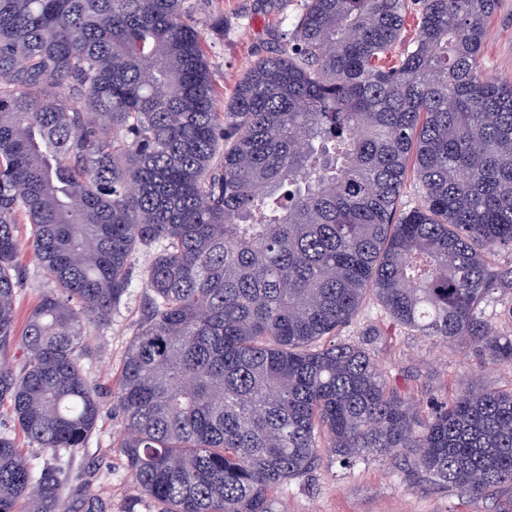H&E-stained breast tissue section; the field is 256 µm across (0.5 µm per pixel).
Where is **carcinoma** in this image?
Returning a JSON list of instances; mask_svg holds the SVG:
<instances>
[{
  "mask_svg": "<svg viewBox=\"0 0 512 512\" xmlns=\"http://www.w3.org/2000/svg\"><path fill=\"white\" fill-rule=\"evenodd\" d=\"M499 0H304L288 41L216 109L186 0H0V345L18 225L54 287L0 402L56 458L100 401L83 341L157 248L118 392L119 448L156 512H283L327 448L409 485L512 491V386L415 400L371 345L336 340L368 297L389 326L512 365L485 303L512 295V80L482 66ZM420 203L402 208L408 178ZM0 435V512H112Z\"/></svg>",
  "mask_w": 512,
  "mask_h": 512,
  "instance_id": "cac0c4a2",
  "label": "carcinoma"
}]
</instances>
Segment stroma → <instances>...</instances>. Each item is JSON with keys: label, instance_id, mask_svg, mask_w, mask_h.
Here are the masks:
<instances>
[{"label": "stroma", "instance_id": "obj_1", "mask_svg": "<svg viewBox=\"0 0 512 512\" xmlns=\"http://www.w3.org/2000/svg\"><path fill=\"white\" fill-rule=\"evenodd\" d=\"M190 2L194 20L205 37L221 107L229 102L249 67L284 42L301 8L300 0ZM219 17L224 20L220 32L212 28ZM484 66L490 77L512 79V0H499L490 20ZM153 257V249L136 250L124 302L113 310L107 324L90 328L85 338L82 365L99 397L101 411L85 446L61 453L57 461L68 475L62 494L65 503H72L76 489L88 481L96 493L111 500L112 512L150 510L119 450L126 421L117 395L125 353L142 314L144 280ZM19 262L26 269L17 296L18 318L23 321L51 283L30 253L21 252ZM376 353L389 378L404 379L405 370L414 371V379L404 381L417 399L443 396L445 387L455 383L512 385V366L483 365L474 354L431 344L400 328L377 346ZM276 495L284 512H512V498L503 493L469 500L452 491H410L389 459L369 457L344 469L327 452L316 471L288 480Z\"/></svg>", "mask_w": 512, "mask_h": 512}]
</instances>
